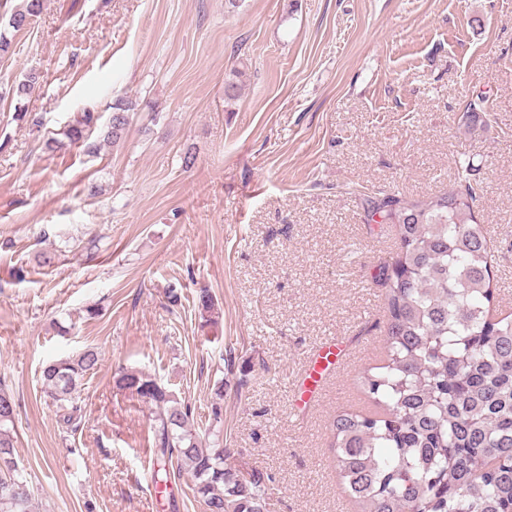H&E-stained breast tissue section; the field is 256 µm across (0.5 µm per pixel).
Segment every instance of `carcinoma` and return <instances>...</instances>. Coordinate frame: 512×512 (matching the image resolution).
<instances>
[{
    "instance_id": "carcinoma-1",
    "label": "carcinoma",
    "mask_w": 512,
    "mask_h": 512,
    "mask_svg": "<svg viewBox=\"0 0 512 512\" xmlns=\"http://www.w3.org/2000/svg\"><path fill=\"white\" fill-rule=\"evenodd\" d=\"M42 0H20L8 27L26 29ZM120 115L99 128L86 110L67 135L87 143L94 130L119 141L133 102L116 99ZM478 168L460 166L448 190L405 201L379 191L363 199L367 223L379 217L396 228L398 252L370 284L383 291L385 358L361 371L362 412L340 411L331 422L336 469L357 512H512V317H486L494 300L491 241L475 216ZM203 323L215 326L213 304L198 296ZM99 363L83 351L41 370L59 420L71 425L85 376ZM116 386L160 409L153 426L156 466L176 460L204 512H268L264 475L241 478L224 467L221 438L224 381L211 404L206 436L193 429L190 407L141 371H121ZM15 404L0 389V512H31V495L14 459Z\"/></svg>"
}]
</instances>
